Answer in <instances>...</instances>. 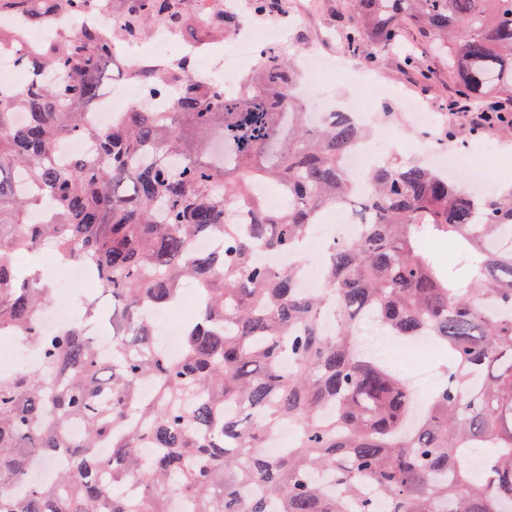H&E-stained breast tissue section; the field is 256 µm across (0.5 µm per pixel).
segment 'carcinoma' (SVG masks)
Masks as SVG:
<instances>
[{"instance_id": "1", "label": "carcinoma", "mask_w": 512, "mask_h": 512, "mask_svg": "<svg viewBox=\"0 0 512 512\" xmlns=\"http://www.w3.org/2000/svg\"><path fill=\"white\" fill-rule=\"evenodd\" d=\"M45 1L66 13L85 3L0 0V11L42 25ZM354 6L344 41L364 63L398 42L404 18L458 74L460 98L481 104L493 93L501 111L512 106V0ZM204 9V0H118L126 20L116 36L161 20L192 40L224 38L222 26L195 27ZM244 9L280 18L288 0ZM111 61V43L88 29L24 61L57 71V83L0 98V336L42 358L38 371L0 373V512H173L175 499L186 512H378L367 483L383 491L384 512H512V313L473 299L512 309V192L478 199L431 168L384 162L359 193L343 161L366 128L347 112L311 123L293 95L294 65L275 48L233 96L187 66L175 111L135 108L102 132L84 111L102 96ZM16 109L28 115L22 126ZM72 138L95 149L63 168L56 155ZM258 183L283 203L255 195ZM344 205L365 233L326 243L323 288L306 293L301 249L319 215ZM238 206L252 223L234 221ZM36 209L46 223L28 221ZM201 236L222 240L223 252H196ZM425 237L473 261L471 287L456 264L421 249ZM45 246L88 265L112 297L121 320L108 357L83 320L42 333L50 286L18 258ZM259 250L288 265L256 261ZM188 282L203 305L172 354L141 310L173 306ZM370 329L406 341L425 334L447 352L448 384L419 417L410 381L364 350ZM285 422L296 436L272 455ZM59 456L69 468L30 478L33 461Z\"/></svg>"}]
</instances>
